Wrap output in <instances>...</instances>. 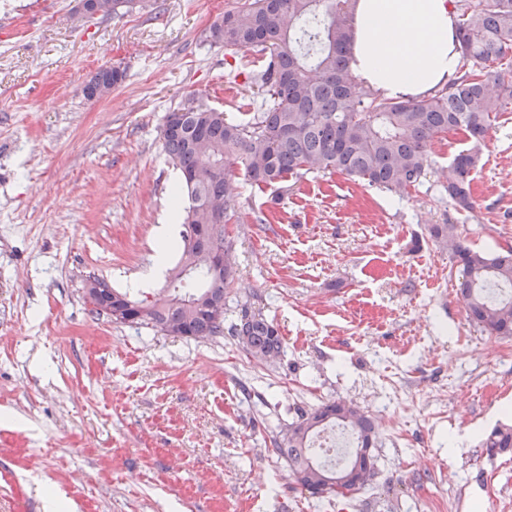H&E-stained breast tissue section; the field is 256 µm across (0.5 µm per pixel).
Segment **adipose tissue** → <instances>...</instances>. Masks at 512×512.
I'll use <instances>...</instances> for the list:
<instances>
[{"instance_id":"ef3b65f1","label":"adipose tissue","mask_w":512,"mask_h":512,"mask_svg":"<svg viewBox=\"0 0 512 512\" xmlns=\"http://www.w3.org/2000/svg\"><path fill=\"white\" fill-rule=\"evenodd\" d=\"M353 54L360 79L389 97L445 83L459 65L448 0H358Z\"/></svg>"}]
</instances>
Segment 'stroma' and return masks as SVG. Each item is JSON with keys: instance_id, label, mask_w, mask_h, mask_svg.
<instances>
[{"instance_id": "35a3bbf8", "label": "stroma", "mask_w": 512, "mask_h": 512, "mask_svg": "<svg viewBox=\"0 0 512 512\" xmlns=\"http://www.w3.org/2000/svg\"><path fill=\"white\" fill-rule=\"evenodd\" d=\"M237 0H136L85 18L76 0H0V512H512V451L479 437L512 406V337L471 324L459 268L425 240L454 224L477 250L512 245V112L491 131L475 209L456 213L433 173L405 198L346 176L290 185L282 204L236 179L229 237L250 300L278 324L279 364L232 336L197 342L96 314L86 279L139 299L176 171L168 112L191 97L242 120L258 111L245 53L207 39ZM125 69L100 101L82 88ZM469 339L468 359L457 337ZM354 401L374 416L377 476L340 500L310 497L273 438L297 407Z\"/></svg>"}]
</instances>
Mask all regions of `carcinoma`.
I'll use <instances>...</instances> for the list:
<instances>
[{"mask_svg":"<svg viewBox=\"0 0 512 512\" xmlns=\"http://www.w3.org/2000/svg\"><path fill=\"white\" fill-rule=\"evenodd\" d=\"M358 0H244L209 29L214 45L260 57L251 77L261 106L247 120H235L204 103L168 113L160 132L164 153L179 171L174 205L184 212L179 260L167 284L151 301L112 293V321L149 327L167 336L210 341L233 336L261 362L284 354L278 326L238 303L235 316L218 318L227 289L236 279V257L226 224L235 216L236 171L259 188L275 189L280 203L288 182L308 174L340 173L400 198L426 181L431 146L451 131L464 146L443 169L441 187L453 208H475L473 173L481 148L506 112H512V0H448L454 15L459 67L441 87L423 96L391 98L360 83L352 70L353 22ZM125 79L118 67L99 69L97 84ZM224 214L212 224L206 213ZM427 235L461 267L459 293L469 321L492 336H512V247L474 250L454 224H431ZM329 424L347 429L358 448L376 439L373 418L346 400L299 408L274 444L301 487L319 499L336 492V466L314 453L313 437ZM489 452L512 448V426L492 429L481 440ZM375 476V461L348 481L350 492Z\"/></svg>","mask_w":512,"mask_h":512,"instance_id":"1","label":"carcinoma"}]
</instances>
